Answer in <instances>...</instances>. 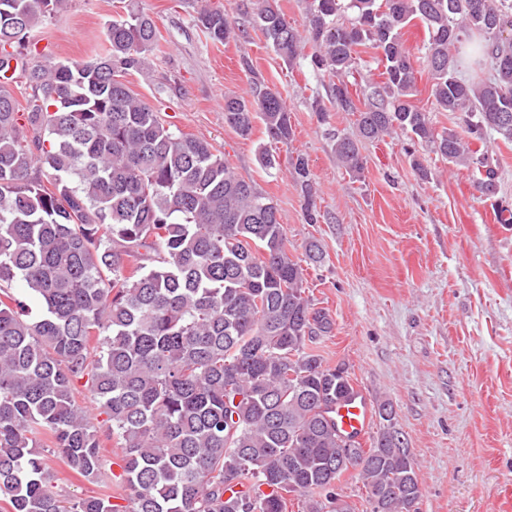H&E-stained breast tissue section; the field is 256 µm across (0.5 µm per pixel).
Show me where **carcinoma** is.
Wrapping results in <instances>:
<instances>
[{"label":"carcinoma","mask_w":512,"mask_h":512,"mask_svg":"<svg viewBox=\"0 0 512 512\" xmlns=\"http://www.w3.org/2000/svg\"><path fill=\"white\" fill-rule=\"evenodd\" d=\"M240 2L283 62L309 45L313 69L336 78L329 104L313 102L322 122L334 109L356 115L360 139L409 133L494 193L497 165L473 144L512 142V0H308L302 31L275 0ZM64 8L0 0V43L11 39L18 59L13 72L0 61V500L9 512H286L293 496L301 512H355L336 494L351 453L369 512H410L421 488L392 411L378 407L367 448L336 428V404L359 390L317 351L333 319L306 294L277 204L115 83L156 46L152 17L112 21L101 53L68 62L29 41ZM414 20L428 33L430 97L460 114L457 129L436 132L411 102L402 30ZM198 22L220 44L247 34L209 6ZM360 47L381 68L362 109L350 82ZM481 58L490 76L464 77ZM257 118L259 162L275 169L291 116L254 75L247 95L224 96V123L248 139ZM332 138L337 162L361 177L359 139ZM288 172L306 223H319L308 159L289 155ZM18 284L41 318H26ZM79 382L96 419L77 403ZM105 441L120 450L123 503L106 490L59 494L49 457L98 486Z\"/></svg>","instance_id":"cac0c4a2"}]
</instances>
